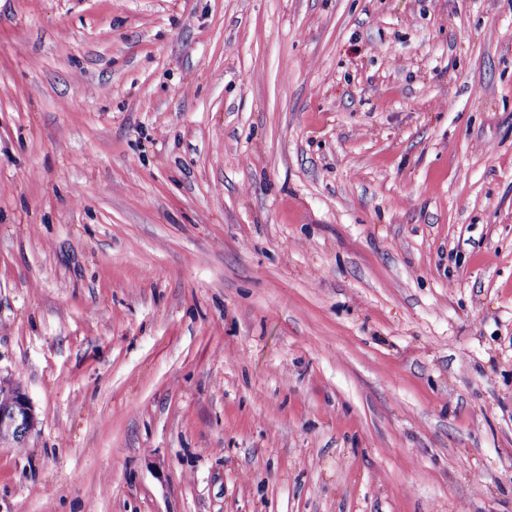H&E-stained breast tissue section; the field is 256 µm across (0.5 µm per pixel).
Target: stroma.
Instances as JSON below:
<instances>
[{"label": "stroma", "instance_id": "1", "mask_svg": "<svg viewBox=\"0 0 512 512\" xmlns=\"http://www.w3.org/2000/svg\"><path fill=\"white\" fill-rule=\"evenodd\" d=\"M0 512H512V0H0ZM35 425L28 397L18 384L0 386V443L23 444Z\"/></svg>", "mask_w": 512, "mask_h": 512}]
</instances>
